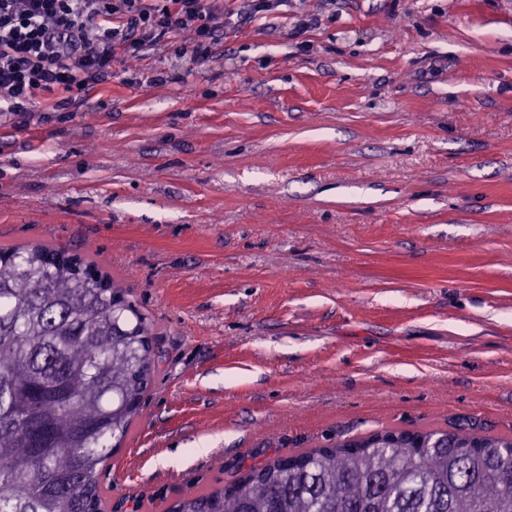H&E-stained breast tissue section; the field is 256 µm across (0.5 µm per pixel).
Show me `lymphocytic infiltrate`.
<instances>
[{
  "label": "lymphocytic infiltrate",
  "mask_w": 512,
  "mask_h": 512,
  "mask_svg": "<svg viewBox=\"0 0 512 512\" xmlns=\"http://www.w3.org/2000/svg\"><path fill=\"white\" fill-rule=\"evenodd\" d=\"M224 0H0V112L75 105L149 47L201 62Z\"/></svg>",
  "instance_id": "1"
}]
</instances>
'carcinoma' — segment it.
I'll use <instances>...</instances> for the list:
<instances>
[{
	"instance_id": "1",
	"label": "carcinoma",
	"mask_w": 512,
	"mask_h": 512,
	"mask_svg": "<svg viewBox=\"0 0 512 512\" xmlns=\"http://www.w3.org/2000/svg\"><path fill=\"white\" fill-rule=\"evenodd\" d=\"M156 367L94 260L0 247V512H106L100 474ZM171 512H512V435L387 429L238 469Z\"/></svg>"
}]
</instances>
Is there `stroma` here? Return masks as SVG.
Here are the masks:
<instances>
[{
  "label": "stroma",
  "instance_id": "stroma-1",
  "mask_svg": "<svg viewBox=\"0 0 512 512\" xmlns=\"http://www.w3.org/2000/svg\"><path fill=\"white\" fill-rule=\"evenodd\" d=\"M36 242L154 325L111 512L383 429L512 433V0H284L204 64L0 112V245Z\"/></svg>",
  "mask_w": 512,
  "mask_h": 512
}]
</instances>
